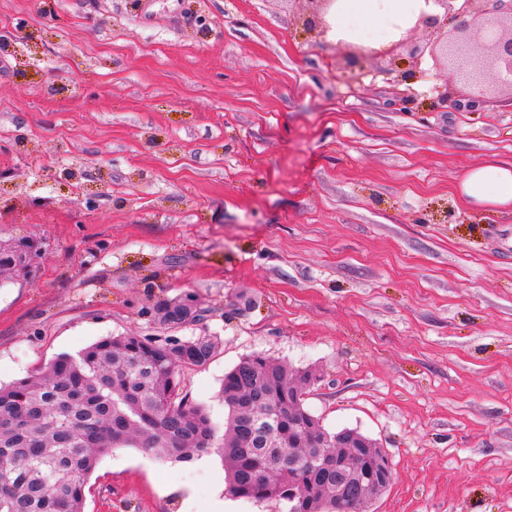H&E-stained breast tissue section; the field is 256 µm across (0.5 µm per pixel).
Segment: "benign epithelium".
<instances>
[{
	"label": "benign epithelium",
	"mask_w": 512,
	"mask_h": 512,
	"mask_svg": "<svg viewBox=\"0 0 512 512\" xmlns=\"http://www.w3.org/2000/svg\"><path fill=\"white\" fill-rule=\"evenodd\" d=\"M488 2L484 9L474 8L477 2ZM322 6V11H313L303 20L310 30L326 34L328 25L324 15L335 0H307ZM444 10L443 16L422 14L414 28L427 30L433 38L419 45L412 44L403 35L397 41L380 48L354 47L350 53L355 57H386L399 48H409L411 64L392 61L396 78L405 89L397 93L393 106L400 112L412 111V104L418 92L413 84L423 79L425 72L419 64L424 56H429L437 69L449 68L458 77L472 84L478 94L467 99L462 108L467 112L479 110L485 92V77L492 74L498 83L512 90V0H434ZM0 253L22 256V262L16 267L26 273L33 272L36 258L40 254L38 244L29 239H16L8 244L0 242ZM372 448L373 442L365 437L354 435L348 444L333 443L326 433L312 434L308 447L328 448ZM394 471L388 456L378 461V465L364 480L345 492L339 503H348L362 508L375 496L387 488L393 481Z\"/></svg>",
	"instance_id": "benign-epithelium-1"
}]
</instances>
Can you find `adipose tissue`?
<instances>
[{"instance_id":"obj_1","label":"adipose tissue","mask_w":512,"mask_h":512,"mask_svg":"<svg viewBox=\"0 0 512 512\" xmlns=\"http://www.w3.org/2000/svg\"><path fill=\"white\" fill-rule=\"evenodd\" d=\"M433 0H335L326 21L331 41L381 47L411 29L420 14H435ZM459 190L476 206L512 207V165L491 163L468 170Z\"/></svg>"}]
</instances>
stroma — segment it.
I'll list each match as a JSON object with an SVG mask.
<instances>
[{
	"label": "stroma",
	"instance_id": "35a3bbf8",
	"mask_svg": "<svg viewBox=\"0 0 512 512\" xmlns=\"http://www.w3.org/2000/svg\"><path fill=\"white\" fill-rule=\"evenodd\" d=\"M298 0H0V386L194 296L217 337L184 372L224 418V374L262 352L315 374L305 407L385 450L370 512H512V209L459 193L512 163V93L416 109ZM210 468L119 448L85 512H212ZM0 253L2 254H11L22 255V263H17L12 269L14 273H18L19 275L26 276L22 270H24L28 275H30L35 267L36 258L40 254V248L38 244L29 239H16L7 245L0 242ZM19 268H23L22 270Z\"/></svg>",
	"mask_w": 512,
	"mask_h": 512
}]
</instances>
